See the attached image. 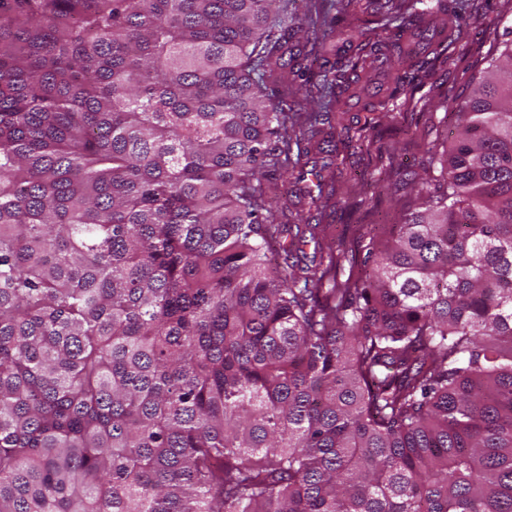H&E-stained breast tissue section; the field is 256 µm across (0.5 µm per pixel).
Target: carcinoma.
I'll list each match as a JSON object with an SVG mask.
<instances>
[{
    "label": "carcinoma",
    "instance_id": "1",
    "mask_svg": "<svg viewBox=\"0 0 512 512\" xmlns=\"http://www.w3.org/2000/svg\"><path fill=\"white\" fill-rule=\"evenodd\" d=\"M344 7L0 0V512H512V44L339 283L262 184L448 11ZM377 11V4L373 0H355V2L349 7L348 16L338 22L336 26V33L342 28H350L362 23H376L377 19L381 16Z\"/></svg>",
    "mask_w": 512,
    "mask_h": 512
}]
</instances>
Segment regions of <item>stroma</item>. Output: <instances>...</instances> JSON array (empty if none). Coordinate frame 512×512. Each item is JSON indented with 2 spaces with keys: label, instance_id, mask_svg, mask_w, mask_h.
Wrapping results in <instances>:
<instances>
[{
  "label": "stroma",
  "instance_id": "1",
  "mask_svg": "<svg viewBox=\"0 0 512 512\" xmlns=\"http://www.w3.org/2000/svg\"><path fill=\"white\" fill-rule=\"evenodd\" d=\"M435 27L455 35L447 53L430 55L428 64L407 72L396 57H382L362 72L339 124L323 128L322 139L335 148L333 165L324 167L317 152L307 156L308 168L320 170L324 186L335 189L323 209L311 207L309 182L278 179L264 185L273 214L286 209L321 224L340 258L337 280L360 273L366 231L396 223L408 205L406 176L427 167L425 143L442 142L454 132L459 98L468 94L512 30V0H453ZM400 74L404 90L388 98Z\"/></svg>",
  "mask_w": 512,
  "mask_h": 512
}]
</instances>
